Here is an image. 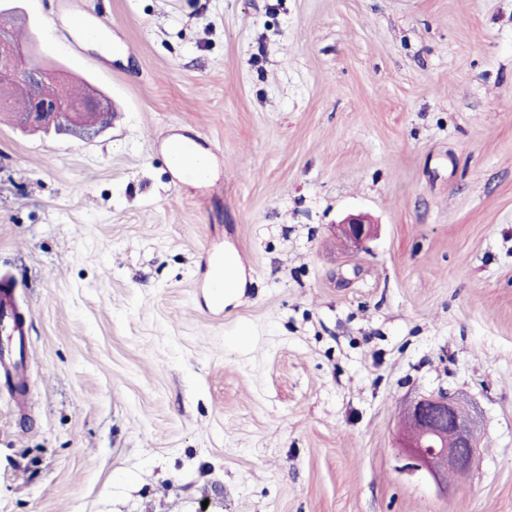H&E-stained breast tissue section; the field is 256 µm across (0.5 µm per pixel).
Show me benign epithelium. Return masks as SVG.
Listing matches in <instances>:
<instances>
[{"instance_id": "obj_1", "label": "benign epithelium", "mask_w": 512, "mask_h": 512, "mask_svg": "<svg viewBox=\"0 0 512 512\" xmlns=\"http://www.w3.org/2000/svg\"><path fill=\"white\" fill-rule=\"evenodd\" d=\"M47 81L55 83L56 95H36ZM15 82L25 84L35 93L33 104L18 111L20 126L47 134L77 128L89 135L99 133L97 113L104 111L101 97L93 92L73 96L60 65L43 52L39 43L22 44L11 29H0V87ZM337 228L356 246L376 233L375 225L360 216L347 217ZM404 421L400 448L418 468L429 472L442 491H448V474L462 476L475 461L478 435L473 409L458 396L440 389L412 400L406 407Z\"/></svg>"}]
</instances>
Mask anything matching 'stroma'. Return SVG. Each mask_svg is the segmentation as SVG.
<instances>
[{
  "label": "stroma",
  "instance_id": "obj_1",
  "mask_svg": "<svg viewBox=\"0 0 512 512\" xmlns=\"http://www.w3.org/2000/svg\"><path fill=\"white\" fill-rule=\"evenodd\" d=\"M19 6L112 124L0 121V512H512V0ZM439 389L478 412L449 494L398 447ZM337 228L342 236L356 246L370 240L376 233L375 225L367 224L361 216H349Z\"/></svg>",
  "mask_w": 512,
  "mask_h": 512
}]
</instances>
